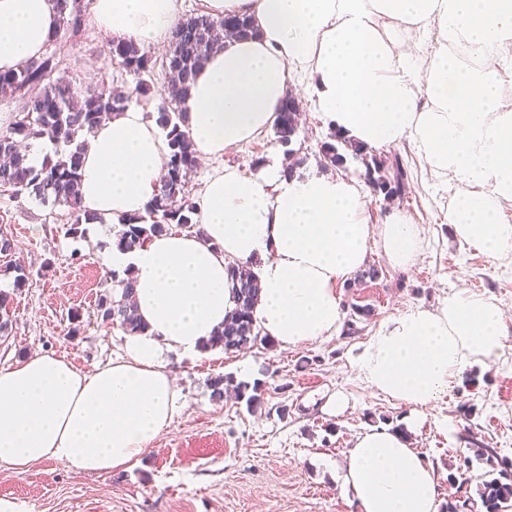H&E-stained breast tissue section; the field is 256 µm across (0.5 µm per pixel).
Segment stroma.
Segmentation results:
<instances>
[{"instance_id": "1", "label": "stroma", "mask_w": 512, "mask_h": 512, "mask_svg": "<svg viewBox=\"0 0 512 512\" xmlns=\"http://www.w3.org/2000/svg\"><path fill=\"white\" fill-rule=\"evenodd\" d=\"M110 39L84 25L81 35H60L53 49L70 79L88 86L112 85L121 76L109 53ZM304 120L290 145L274 134L225 153V164L254 173V160L295 153L299 174H324L318 146L330 125L301 86ZM378 156L401 157L409 178L401 198L386 203L369 197L371 223L400 210L424 230L415 263L392 268L380 249L368 266L376 279L353 276L340 287L343 305L370 307L354 334L285 350L254 346L244 353L212 348L194 358L169 355L186 408L164 429L132 467L112 473L77 474L47 459L24 472L0 470V497L25 502L28 512H358L338 476L349 448L365 429L400 425L407 408L373 391L359 378L355 359L392 316L416 307L432 308L465 290L502 306L509 330L504 356L493 365L475 364L459 383L423 412L411 446L447 476L449 463L465 449V437L512 458V259L492 261L456 240L448 227L452 190L431 188L411 146L381 148ZM65 208L14 197L0 188V232L11 237V253L0 254V290L9 292L12 320L0 342V369L37 353L66 357L77 368L93 369L123 352L119 325L96 320L100 294L111 291L112 271L103 261L115 246V224H84L69 234ZM28 282L14 289L11 267ZM261 382V410L226 393L211 397L219 377ZM344 410L329 414L335 395Z\"/></svg>"}]
</instances>
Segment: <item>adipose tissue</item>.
Returning a JSON list of instances; mask_svg holds the SVG:
<instances>
[{
    "mask_svg": "<svg viewBox=\"0 0 512 512\" xmlns=\"http://www.w3.org/2000/svg\"><path fill=\"white\" fill-rule=\"evenodd\" d=\"M93 23L147 48L173 27L182 0H90ZM200 13L242 14L256 36L227 40L197 71L185 102L191 141L213 167L196 203L203 235L173 229L104 257L131 270L143 333L122 355L82 370L43 353L0 369V466L47 458L78 474L128 468L183 405L166 354L201 353L233 309L227 269L255 264L257 327L282 348L343 326L339 286L371 248L409 268L423 229L403 212L370 224L366 194L338 174L287 177L278 164L247 174L223 165L263 138L291 84L308 82L316 108L372 148L414 145L431 176L455 187L448 223L491 260L512 254V0H198ZM59 32L55 0H0V72L40 57ZM169 154L132 105L85 141L81 209L99 224L147 216ZM501 307L459 291L439 307L387 320L357 366L368 387L408 408L415 426L474 363L500 359ZM343 484L359 512H439V473L404 433L370 428L347 454Z\"/></svg>",
    "mask_w": 512,
    "mask_h": 512,
    "instance_id": "1",
    "label": "adipose tissue"
}]
</instances>
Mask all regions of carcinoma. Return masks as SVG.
Listing matches in <instances>:
<instances>
[{
	"instance_id": "carcinoma-1",
	"label": "carcinoma",
	"mask_w": 512,
	"mask_h": 512,
	"mask_svg": "<svg viewBox=\"0 0 512 512\" xmlns=\"http://www.w3.org/2000/svg\"><path fill=\"white\" fill-rule=\"evenodd\" d=\"M60 15V29L77 36L84 25V0H56ZM219 26L231 34L245 37L253 34L254 25L247 16L227 15L211 17L200 14L179 19L175 30L180 36L167 59L163 88L157 91L156 122L170 146L159 193L149 205V220L130 217L121 223L116 247L132 251L171 229L176 224L197 233L199 227L197 206L190 198L189 181L197 160L189 133L187 115L183 105L190 95L191 83L208 56L220 49L219 39L211 31ZM112 58L122 71L133 77L129 94L114 96L110 89L82 87L66 78L62 61L56 53L45 54L27 62L17 71L0 72V96L20 98L26 115L0 129V185L11 189L15 197L28 195L42 203L63 206L74 216L68 233L75 234L82 223L80 205V169L84 140L103 119L129 106L135 96L145 97L151 90L149 77L154 65L150 51L132 41H114L110 47ZM288 100L281 103L277 113L274 133L277 141L287 145L298 133L299 121L294 112L287 111ZM48 137L55 145L64 147L56 159L46 158L36 166L21 150L20 141ZM360 159L365 165L364 178L373 194L386 197L396 194L407 179V168L400 158L391 165L376 156L368 155V148L338 129H333L328 140L319 146L323 165L347 169L348 158ZM233 290L234 308L224 320V328L207 342L208 348H222L226 353H240L259 343L271 342L257 330L253 312L259 299L258 279L247 264L228 270ZM114 287L120 298L103 295L97 304V318L109 326L119 324L124 332L137 334L145 330L134 306L131 304L134 281L131 274L121 277L112 274ZM237 397L246 399L247 408L256 410L263 406V389L260 384L234 386ZM475 456L486 465L477 485V496L470 493L473 477L468 475L471 458L459 456L457 463L448 466V484L456 488L441 512H508L512 509V460L499 456L492 448H476Z\"/></svg>"
}]
</instances>
